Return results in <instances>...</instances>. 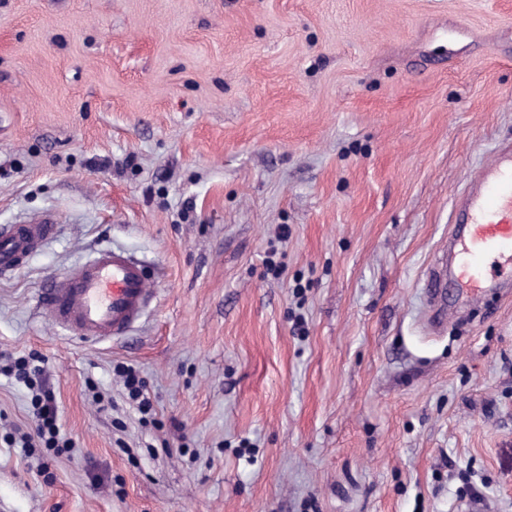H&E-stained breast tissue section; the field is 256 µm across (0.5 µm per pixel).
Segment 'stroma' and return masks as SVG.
<instances>
[{
	"mask_svg": "<svg viewBox=\"0 0 512 512\" xmlns=\"http://www.w3.org/2000/svg\"><path fill=\"white\" fill-rule=\"evenodd\" d=\"M507 143L512 0H0V226H62L0 276V351L75 442L8 447L0 374V512H512V296H426ZM102 248L156 295L83 343L35 296ZM35 362H41L36 354L21 356L14 358L6 369L9 375L32 391L31 405L37 423L34 435L28 433L21 436V448H45L47 453L53 455L70 452L74 444L61 433L55 397L39 380L42 370ZM115 370L122 378L126 398L135 406L141 415V419L144 422H151L155 427L160 428V423L152 417L153 402L143 378H140L136 370L129 366L119 365L116 366Z\"/></svg>",
	"mask_w": 512,
	"mask_h": 512,
	"instance_id": "obj_1",
	"label": "stroma"
}]
</instances>
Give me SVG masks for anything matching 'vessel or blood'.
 Returning <instances> with one entry per match:
<instances>
[{
	"label": "vessel or blood",
	"mask_w": 512,
	"mask_h": 512,
	"mask_svg": "<svg viewBox=\"0 0 512 512\" xmlns=\"http://www.w3.org/2000/svg\"><path fill=\"white\" fill-rule=\"evenodd\" d=\"M459 237L449 239L451 265H438L428 281L431 298L448 286L480 300L488 289L512 282V147L503 146L458 198ZM58 232L45 216L0 229V271L17 268ZM154 292L149 265L124 252L101 249L55 280L41 303L52 323L79 339L105 342L124 335L144 315Z\"/></svg>",
	"instance_id": "obj_1"
}]
</instances>
